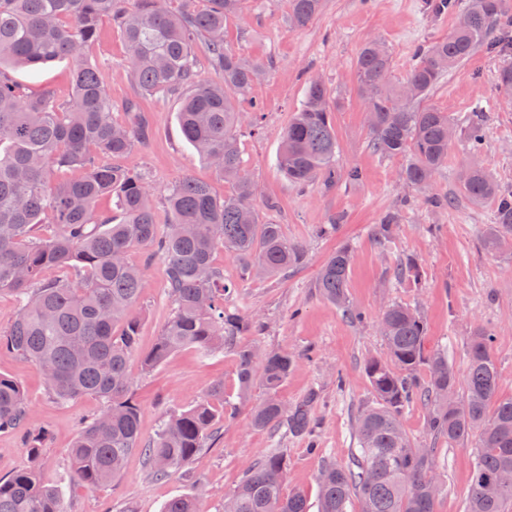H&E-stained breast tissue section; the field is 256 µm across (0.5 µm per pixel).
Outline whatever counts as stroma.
Segmentation results:
<instances>
[{"instance_id":"stroma-1","label":"stroma","mask_w":512,"mask_h":512,"mask_svg":"<svg viewBox=\"0 0 512 512\" xmlns=\"http://www.w3.org/2000/svg\"><path fill=\"white\" fill-rule=\"evenodd\" d=\"M289 0H244L241 13L224 24V46L242 58L264 64L240 111L259 107L264 114L259 131L242 126L239 146L246 173L256 185L252 201L260 222L281 225L288 239L301 244L304 263L287 275L249 277L241 261L224 250L214 255L225 281L236 284L229 302L244 316L260 318L263 326L250 340L267 350H285L295 366L279 390L288 404L309 391L319 399L312 409L313 434L320 450L311 452L301 438L284 432L259 431L249 425L251 403L265 390L254 385L240 399L236 360L232 352L203 354L188 346L154 370H144L140 355L148 351L172 314L165 288V265L149 249H132L128 261L142 268L148 280L143 298L132 312L140 323V349L129 372L140 407L143 440H151L169 414L211 399L224 417L217 433L182 470L164 480L154 479L141 453H133L111 484L75 488L67 496V512H162L176 496L196 495L203 512H218L222 498L241 481L247 466L274 449L288 456L284 493L301 490L317 500L316 478L324 459L347 465L357 451L354 433L359 413L373 395L363 366L369 357L386 354L378 319L384 305L396 301L416 308L427 323L425 347L444 352L458 379L468 371L466 343L475 330L492 336L500 372L499 397L512 396V243L486 254L483 234L493 222V205L460 201L453 208L434 209L433 197L458 194L464 166L478 162L501 185H512V102L499 91L498 72L504 57L478 49L447 73L429 102L464 121L484 112V141L471 155L461 140L448 149L447 162L429 183L406 185L400 172L404 157L373 151L367 127V102L357 91L355 63L363 44L380 40L392 60V81L399 82L416 63L418 48L452 32L455 18L438 15L430 0H323L321 11L302 28L288 22ZM128 51L120 30L102 19L97 36L85 53L98 65L112 98V120L127 124L141 117L149 126L146 142L136 144L125 164L145 175L153 189L155 215L166 226L170 189L182 178L207 182L214 195L232 191L182 135L177 120L180 94H140L127 69ZM72 68L58 61L40 70H17L13 76L30 90L44 88L59 100L72 93ZM321 78L329 92L337 141L338 182L332 189L320 183L299 187L279 167L285 127L305 99L309 81ZM135 102L136 113L125 110ZM362 176L351 180L350 169ZM389 212L399 215L394 235L385 243L373 236L376 224ZM336 223L334 232L320 236L316 228ZM352 250L348 294L362 311L353 322L324 299L315 286L326 259L341 245ZM413 260L419 277L398 275L400 262ZM0 373L12 376L25 389L30 406L26 430L48 431L38 460H31L20 433L0 432V477L36 468L45 483L67 476L69 450L83 425L101 408L92 396L60 404L49 397L42 373L31 363L0 349ZM223 386V396L213 395ZM421 404L406 409L403 425L412 443L435 451L441 490L435 512H464L475 460L474 445L448 444L425 432Z\"/></svg>"}]
</instances>
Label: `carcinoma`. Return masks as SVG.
Returning <instances> with one entry per match:
<instances>
[{
	"label": "carcinoma",
	"mask_w": 512,
	"mask_h": 512,
	"mask_svg": "<svg viewBox=\"0 0 512 512\" xmlns=\"http://www.w3.org/2000/svg\"><path fill=\"white\" fill-rule=\"evenodd\" d=\"M168 0H0V292H12L20 312L0 335V349L35 365L50 394L59 401L91 395L103 410L81 430L69 454L71 480L41 483L31 469L0 478V512H65L66 493L76 486H103L118 477L128 457L140 452L152 476L165 479L185 468L212 435L221 415L203 400L168 416L155 437L141 438L140 407L131 390L128 363L139 346V322L131 314L147 280L129 264L127 253L148 247L165 264L166 290L174 313L152 349L141 357L151 370L178 350L193 346L204 353L230 349L236 358L240 395L255 383L265 398L251 407L250 426L286 429L308 439L313 431L310 392L288 406L278 391L295 360L284 350L259 359L237 338L260 327L226 303L234 286L214 264L219 247L245 262L247 273L275 276L304 262V250L284 235L279 224L259 222L252 206L255 186L243 173L237 130L244 116L238 108L262 65L248 63L224 48V22L240 13L244 0H183L179 12ZM290 22L303 27L319 12L322 0H290ZM434 9L460 15L446 38L418 51V62L401 84L388 80L392 63L382 43L366 42L356 60L359 92L366 98L372 146L386 156L409 155L404 181L421 186L448 158V113L428 104L445 72L466 61L479 47L512 55V7L506 0H435ZM104 17L120 29L129 69L145 95L184 92L178 112L182 135L233 194L221 199L209 185L185 178L170 191V220L160 231L152 193L144 178L121 164L145 126L112 122V98L101 70L88 63L85 47ZM221 76L201 78L197 53ZM60 60L72 63V97L59 101L44 89L33 92L10 75L16 68H37ZM483 127L470 121L464 137L471 152L482 146ZM279 164L289 181L306 186H336V131L326 85L309 83L303 105L286 126ZM78 167L83 176L54 179L62 169ZM460 192L473 203L492 201L496 223L483 246L499 251L512 234V189H503L480 165L461 176ZM115 196L119 215L99 216L96 201ZM51 215L58 233L39 234ZM351 251L342 246L326 260L316 288L351 320L362 319L348 297ZM48 268L59 272L46 279ZM386 357L370 358L364 373L375 397L357 417L360 454L349 466L328 462L318 478V512H347L354 495L362 512H434L428 474L433 448H416L403 430L406 408H428L427 432L436 439L463 443L476 435V461L465 512H508L512 487L498 488L512 473V397L497 398L500 375L492 338L482 329L470 336L464 392L448 408L440 390H457L448 357L425 349L426 324L410 307L392 302L380 317ZM425 367L435 378L417 377ZM29 411L23 386L0 374V431L23 428ZM46 434H28L32 460L42 453ZM288 457L275 451L249 465L235 490L224 497L222 512H307V496L282 493ZM163 512H201L192 496L170 499Z\"/></svg>",
	"instance_id": "carcinoma-1"
}]
</instances>
